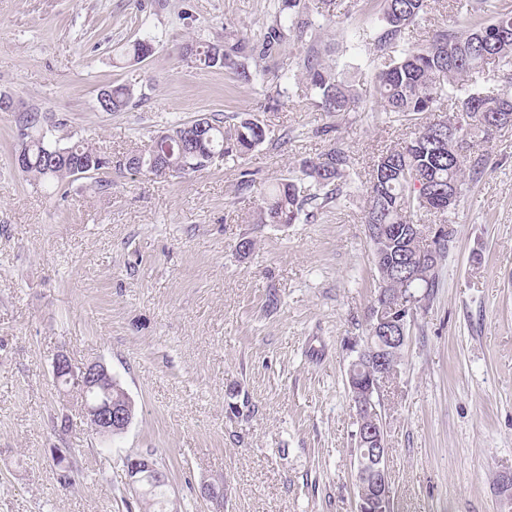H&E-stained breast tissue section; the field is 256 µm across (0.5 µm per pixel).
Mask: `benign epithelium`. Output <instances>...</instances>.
<instances>
[{"label": "benign epithelium", "instance_id": "benign-epithelium-1", "mask_svg": "<svg viewBox=\"0 0 512 512\" xmlns=\"http://www.w3.org/2000/svg\"><path fill=\"white\" fill-rule=\"evenodd\" d=\"M410 249L412 254L407 260L410 280L428 278L427 253L432 248L425 249L422 243L414 239ZM417 303L418 298L412 295L393 296L390 279L380 281L369 311L368 333L351 342L354 356L350 360L347 376L358 425L355 472L357 512H393L388 448L374 394L380 392L392 375L389 371L391 352L404 347L408 319ZM53 376L58 389L79 396L93 431L122 434L128 430L134 419L133 400L127 393L121 402L112 399V386L118 384V380L105 363H76L61 351L53 358ZM126 474L129 488L136 497L141 496L146 485L164 479L163 471L150 454L127 459Z\"/></svg>", "mask_w": 512, "mask_h": 512}]
</instances>
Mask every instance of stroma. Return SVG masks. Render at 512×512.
I'll return each mask as SVG.
<instances>
[{
	"label": "stroma",
	"instance_id": "obj_1",
	"mask_svg": "<svg viewBox=\"0 0 512 512\" xmlns=\"http://www.w3.org/2000/svg\"><path fill=\"white\" fill-rule=\"evenodd\" d=\"M325 59L353 67L364 111H320L305 81L280 82L303 43L259 61L262 84L188 65L183 47L270 24L273 0H0V512H127L125 461L162 464L180 512H212L201 484L224 480V512H356L357 425L349 341L377 288L363 224L374 163L438 112L374 111L377 0H305ZM475 0H432L405 40L465 31ZM151 37L141 62L116 64ZM124 85L121 112L98 105ZM26 109L47 140H82L112 166L55 191L18 174ZM253 114L266 140L235 161L167 177L131 175L126 153L202 115ZM352 188L293 224H254L260 193L334 143ZM484 172L449 215L456 236L438 286L408 326L380 400L394 512H512V129L477 144ZM250 239L249 254L237 250ZM101 361L136 405L121 435L91 431L52 383V360ZM71 448L62 485L55 449Z\"/></svg>",
	"mask_w": 512,
	"mask_h": 512
}]
</instances>
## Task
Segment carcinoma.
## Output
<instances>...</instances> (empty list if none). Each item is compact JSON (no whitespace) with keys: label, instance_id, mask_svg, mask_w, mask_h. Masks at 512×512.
<instances>
[{"label":"carcinoma","instance_id":"cac0c4a2","mask_svg":"<svg viewBox=\"0 0 512 512\" xmlns=\"http://www.w3.org/2000/svg\"><path fill=\"white\" fill-rule=\"evenodd\" d=\"M302 0H282L273 22L255 35L243 34L222 44L224 57H211L216 44L193 41L184 47V56L197 67L223 69L243 83L264 81V71L251 70L244 60L262 59L279 51L287 41H301L312 27ZM428 0H381L382 28L375 37L374 83L377 103L374 111L386 112L391 118L409 120L426 112L439 110L443 102L451 105L447 125L429 122L403 145L386 151L374 164L369 186V207L365 215L367 232L374 249L397 258L413 239L414 214L425 211L445 213L448 187L462 194L466 174L478 177L488 158L476 152L475 138L487 140L503 130L504 120L512 114V9L493 5L474 10L466 34L446 28L430 40L412 47H400L405 30L426 13ZM150 40L137 39L126 45L122 57L137 61L145 57ZM495 64L492 78L502 83L495 90L469 77L484 74L485 66ZM281 78H303L315 93V103L324 112L345 114L360 110V98L352 81L336 68L324 63L309 46L295 66L287 68ZM133 92L125 86L105 91L98 101L104 112H121L130 103ZM40 116L25 113L18 134L15 154L25 161L18 173L33 175L59 189L70 178L72 167H86L95 173L105 168L102 155L82 142L64 147L45 140L39 131ZM192 123H180L170 132L183 134V148H167V162L175 171L200 169L211 156L241 157L265 141L264 125L254 117L241 119L233 129H224V121L209 117L201 133ZM352 157L342 146L331 147L315 160L303 163L301 173L308 180L303 187L294 178L284 179L261 193V203L253 215L255 224H293L307 205L320 206L338 201L348 186ZM455 238L453 224H443L431 258L430 277L415 283L403 272L392 274L393 286L416 291L436 284L439 264ZM141 512H173L170 488L155 484L139 498Z\"/></svg>","mask_w":512,"mask_h":512}]
</instances>
